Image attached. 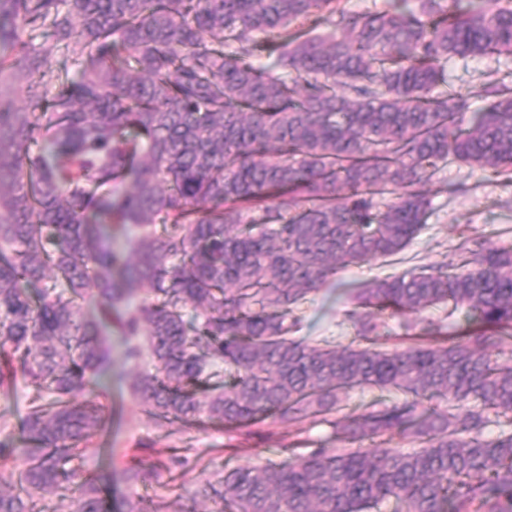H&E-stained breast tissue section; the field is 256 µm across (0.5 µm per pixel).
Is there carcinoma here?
<instances>
[{
	"instance_id": "carcinoma-1",
	"label": "carcinoma",
	"mask_w": 512,
	"mask_h": 512,
	"mask_svg": "<svg viewBox=\"0 0 512 512\" xmlns=\"http://www.w3.org/2000/svg\"><path fill=\"white\" fill-rule=\"evenodd\" d=\"M488 55L512 56V0H0V390L32 391L21 443L0 439V512H108L61 462L97 452L77 395L112 380L114 324L127 360L150 353L131 388L161 423L331 427L205 479L220 512H512L511 247L465 237L451 266L351 289L362 347L293 336L339 270L415 238L418 185L512 174V87L481 83L474 112L448 89V60ZM462 308L453 336L420 317ZM398 315L418 319L382 350ZM354 388L401 397L349 408Z\"/></svg>"
}]
</instances>
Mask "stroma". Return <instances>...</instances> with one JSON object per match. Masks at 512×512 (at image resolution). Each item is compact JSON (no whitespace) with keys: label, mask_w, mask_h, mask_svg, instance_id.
<instances>
[{"label":"stroma","mask_w":512,"mask_h":512,"mask_svg":"<svg viewBox=\"0 0 512 512\" xmlns=\"http://www.w3.org/2000/svg\"><path fill=\"white\" fill-rule=\"evenodd\" d=\"M448 84L471 96L472 108L482 101L475 92L485 76L512 82V56L496 59H451L447 66ZM433 210L418 236L392 263L378 261L348 267L330 283L311 295L303 306L302 335L312 339L333 338L336 346L350 344L354 333L341 323L348 289L371 283L395 273L455 258V245L461 237L482 234L500 246L512 247V183L489 180L475 169L453 164L439 180L428 186ZM112 381L99 389L98 401L107 418L106 427L94 440L99 455L91 460L70 461V468L95 467L103 497L110 512H129L136 497H161L163 512H210L212 504L201 493V463L210 471L221 472L265 459H283V450L304 438L309 447L326 444L331 436L328 426L308 425L303 436H296L285 424L273 427L253 426L227 432L220 423L198 426L159 425L132 394L131 383L138 371L151 370L150 360L132 365L125 359L123 336L112 335ZM182 449L178 463L166 487H134L126 483L124 470L133 464L170 461L172 449Z\"/></svg>","instance_id":"stroma-1"}]
</instances>
